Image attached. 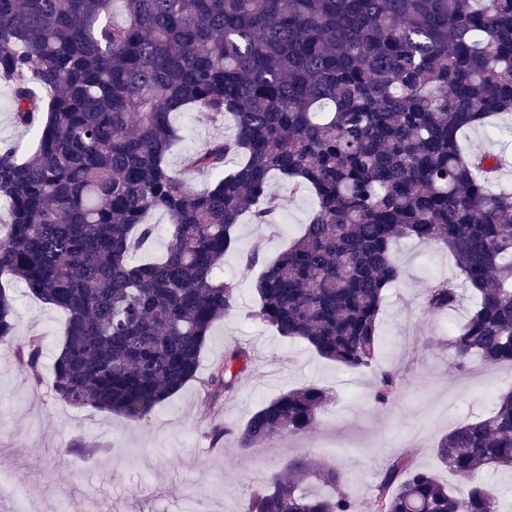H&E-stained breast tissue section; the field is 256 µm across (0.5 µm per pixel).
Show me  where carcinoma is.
<instances>
[{
	"label": "carcinoma",
	"mask_w": 512,
	"mask_h": 512,
	"mask_svg": "<svg viewBox=\"0 0 512 512\" xmlns=\"http://www.w3.org/2000/svg\"><path fill=\"white\" fill-rule=\"evenodd\" d=\"M0 77L26 159L0 149V344L37 374L41 340L15 336L12 288L63 311L53 391L76 409L144 419L197 377L215 324L236 307L224 255L241 216L270 224V179L314 194L303 233L253 282L255 316L283 338L352 371L372 366L387 289L401 275L400 239L448 248L462 282L431 281L426 312L451 311L456 354L512 363V189L500 160L459 133L512 116V0H0ZM187 108L232 135L187 159L199 189L167 158ZM170 224L166 253L133 263ZM249 361L229 348L211 369L213 414ZM405 373L378 374L387 404ZM331 400L314 384L263 403L235 429L250 451L309 430ZM470 480L456 492L409 456L380 472L369 512H498L487 468H512V388L487 414L434 444ZM248 512H362L346 471L290 458Z\"/></svg>",
	"instance_id": "1"
}]
</instances>
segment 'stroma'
I'll list each match as a JSON object with an SVG mask.
<instances>
[{
  "label": "stroma",
  "mask_w": 512,
  "mask_h": 512,
  "mask_svg": "<svg viewBox=\"0 0 512 512\" xmlns=\"http://www.w3.org/2000/svg\"><path fill=\"white\" fill-rule=\"evenodd\" d=\"M171 120L182 133L168 156L171 172L196 187L206 186L209 174L188 168L186 158L232 134V123L210 121L197 112H176ZM464 140L471 148L498 152L504 160L502 183L512 188V132L492 136L476 128L465 131ZM271 184L283 203L275 223L242 221L238 244L224 257V276L239 289L237 308L215 325L196 379L146 420L75 409L55 396L52 365L65 317L15 287L16 339L40 337L42 354L34 377L0 345V469L17 474L25 495L21 503L0 498V512H188L193 490L207 493L209 512H246L274 463L296 455L321 466L342 463L351 491L365 503L378 482L380 458L390 455L411 456L441 481L462 488L461 478L439 463L433 444L459 421L490 411L498 395L512 387V365L489 366L476 356L457 357L450 348L449 329L465 318L471 299L449 312H423L431 277L459 280L453 257L441 245L398 244L402 274L387 290L375 362L362 371L347 370L304 343L282 338L253 316L252 284L260 269L246 267V254L259 242L265 256H275L315 208L309 192H293L277 177ZM232 343L246 347L250 360L234 397L219 413L223 424L240 426L283 391L315 384L332 395L316 425L247 453L229 437L213 449L212 421L201 412L206 380ZM381 369H401L406 375L401 395L386 405L373 398L372 383Z\"/></svg>",
  "instance_id": "obj_1"
}]
</instances>
